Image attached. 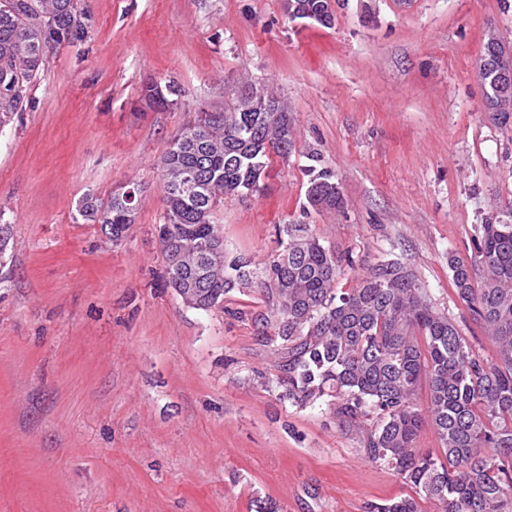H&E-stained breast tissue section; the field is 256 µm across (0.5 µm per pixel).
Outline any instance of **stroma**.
<instances>
[{"instance_id": "obj_1", "label": "stroma", "mask_w": 512, "mask_h": 512, "mask_svg": "<svg viewBox=\"0 0 512 512\" xmlns=\"http://www.w3.org/2000/svg\"><path fill=\"white\" fill-rule=\"evenodd\" d=\"M80 45L50 50L22 112L0 128V512H365L407 494L365 461L326 405L296 408L265 380L254 288L225 310L183 304L164 281L160 159L199 111L245 84L288 102L298 132L260 193L212 215L227 253L263 265L302 222L350 252L341 287L395 258L487 362L495 347L453 294L448 256L508 219L512 124L485 110V33L512 50L503 0H345L334 27L284 0H84ZM177 80L178 105L140 106ZM339 179L344 212L306 201L309 151ZM143 186L119 244L73 221L87 192Z\"/></svg>"}]
</instances>
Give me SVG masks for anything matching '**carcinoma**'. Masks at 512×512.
Wrapping results in <instances>:
<instances>
[{
    "instance_id": "1",
    "label": "carcinoma",
    "mask_w": 512,
    "mask_h": 512,
    "mask_svg": "<svg viewBox=\"0 0 512 512\" xmlns=\"http://www.w3.org/2000/svg\"><path fill=\"white\" fill-rule=\"evenodd\" d=\"M285 9L306 12L325 28L335 24L328 0H285ZM92 23L81 0H0V127L22 110L47 49L84 42ZM492 55L500 67H512V55L490 33L478 77L485 103L506 126L512 113L499 107L493 75L483 67ZM257 94L277 107L246 112L238 102L229 112H199L160 160L165 209L158 239L168 285L186 306L205 312L224 308L234 292L263 291L268 311L252 314V321L274 356L268 387L298 408L327 402L338 423L358 436L365 460L392 470L414 491L371 501L367 512H420L424 499L436 502L438 512H512V224H481L470 254L448 256L454 294L495 346L492 364L397 259L369 266L346 290L337 284L344 267L354 266L352 255L324 244L309 224L283 225L284 238L260 268L244 254H226L219 225L211 222L214 209L226 196L259 192L270 158L295 147L287 105L265 88ZM172 96H182L174 80L149 107L165 109ZM308 159V204L342 211L336 174L317 167L319 153ZM186 173L203 185L202 194L181 189ZM130 189L129 200L116 191L105 200L84 194L74 222L97 224L108 240L121 241L143 192L139 185ZM423 388L424 410L417 404ZM427 424L440 457L416 448Z\"/></svg>"
}]
</instances>
